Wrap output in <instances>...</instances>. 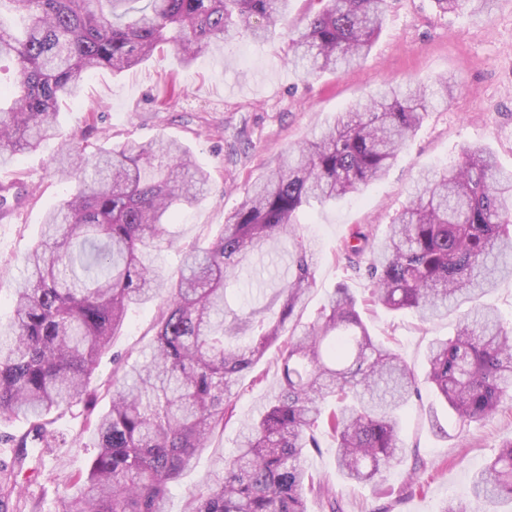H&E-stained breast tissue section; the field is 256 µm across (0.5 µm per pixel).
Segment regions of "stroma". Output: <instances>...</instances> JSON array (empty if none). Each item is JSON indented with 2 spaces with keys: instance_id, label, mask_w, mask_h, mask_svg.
<instances>
[{
  "instance_id": "1",
  "label": "stroma",
  "mask_w": 512,
  "mask_h": 512,
  "mask_svg": "<svg viewBox=\"0 0 512 512\" xmlns=\"http://www.w3.org/2000/svg\"><path fill=\"white\" fill-rule=\"evenodd\" d=\"M304 13V0H296L272 39L245 37L220 45L188 67L169 45L132 71L86 75L84 96L61 112L60 136L0 167V186L15 184L20 193L0 210V323L9 321L14 281L46 212L75 187L56 172L69 136H77L90 153L129 140L174 139L210 172V192L175 218V242L156 260L171 273L185 248L219 234L249 184L289 146L320 134L337 113L355 109L384 83L429 85L447 77L454 83L450 101L429 103L422 126L386 177L336 204L309 210L299 227L300 235L317 237L323 245L303 321H311L329 295L347 285L371 334L395 348L422 380L429 344L453 334L455 317L423 324L410 313L375 304L368 279L348 263L342 247L358 227L384 237L419 172L453 161L463 147L489 150L503 168L512 169V0H492L478 16L441 12L434 0H386L385 23L370 53L355 67L317 78L288 63L290 43L305 27ZM156 312L153 303L129 310L92 376V406L52 414L50 428L64 439L63 447L29 444L28 457L17 468L14 448L0 443V512H59L73 478L95 454L85 431L88 414L107 409L116 364L141 360ZM278 357L277 349H270L242 379L233 416L194 468L172 484L168 512H185L191 492L207 484L234 451L243 423L272 400L281 379ZM401 436L410 454L386 469L377 487L347 481L336 468V443L327 434L320 435L319 451L307 454L304 465L335 491L342 512H440L448 499L469 497L486 460L512 439V399L490 420L463 427L422 380L419 397L402 416Z\"/></svg>"
}]
</instances>
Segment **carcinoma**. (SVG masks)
<instances>
[{"label":"carcinoma","mask_w":512,"mask_h":512,"mask_svg":"<svg viewBox=\"0 0 512 512\" xmlns=\"http://www.w3.org/2000/svg\"><path fill=\"white\" fill-rule=\"evenodd\" d=\"M293 0H0V60L16 81L4 104L1 151H33L59 135L60 105L78 97L84 74L120 73L164 45L188 67L237 36L265 38ZM304 31L288 63L306 76L358 64L379 35L385 0H305ZM489 0H435L442 12ZM436 88L389 85L342 112L320 137L290 147L255 179L222 231L183 255L176 276L155 264L173 243V216L209 190V174L173 140L128 141L86 156L79 145L60 167L78 185L47 213L40 241L22 260L12 318L0 325V416L31 419L56 443L47 416L86 402L89 380L130 309L161 300L143 363L112 375L111 406L86 422L96 454L62 512H166L169 487L190 471L207 440L233 414L239 380L278 345L282 381L274 402L244 427L235 454L189 501L188 512H307L318 490L304 467L318 434L336 440V464L355 483L376 481L407 454L399 412L418 392L414 371L374 338L348 288L302 322L316 243L296 236L313 202L334 204L382 179L421 125ZM345 256L365 265L375 302L423 322L459 313L456 332L434 340L425 380L463 427L497 414L512 393V329L483 298L512 279V170L465 147L453 163L421 174L408 204L379 243L357 230ZM288 274L268 304L229 307L230 282L274 249ZM512 506V440L475 481L473 499L441 512Z\"/></svg>","instance_id":"carcinoma-1"}]
</instances>
